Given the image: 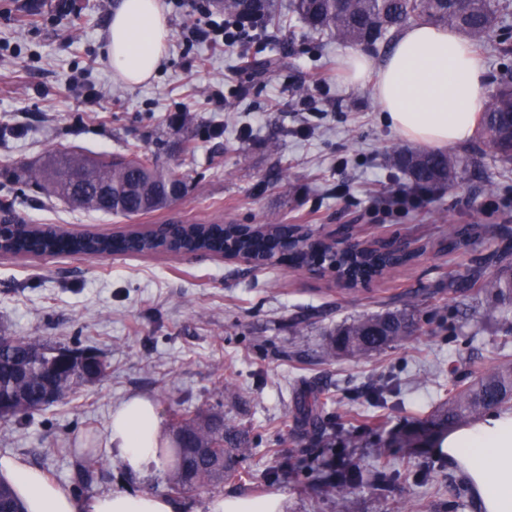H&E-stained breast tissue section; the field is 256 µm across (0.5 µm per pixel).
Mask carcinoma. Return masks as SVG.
<instances>
[{
    "instance_id": "carcinoma-1",
    "label": "carcinoma",
    "mask_w": 512,
    "mask_h": 512,
    "mask_svg": "<svg viewBox=\"0 0 512 512\" xmlns=\"http://www.w3.org/2000/svg\"><path fill=\"white\" fill-rule=\"evenodd\" d=\"M273 0H218L217 7L224 13L249 17L263 15L264 24H273ZM288 10L296 14L317 36H331L344 43L367 47L394 37L410 22L426 23L436 27L458 30L478 44L500 21L512 14V0H289ZM481 143L505 165L512 163V70L497 79V90L485 106L481 128ZM392 168L408 176L413 188L447 189L462 174V161L444 153H414L402 147L389 155ZM83 170L99 187L107 188L111 201L100 195L75 197L70 194V174ZM27 179L49 198H64L70 204L95 212L125 217L145 215L163 209L175 200L170 187L186 184L185 177L159 167L153 158L135 149L126 155L91 157L74 149H58L39 168L27 171ZM0 222L15 225L7 238L0 240V249L15 257H36L46 252H83L93 255L112 252L153 255L177 254L183 251H202L212 255L224 254L228 242L234 252L260 262L282 251V239L288 236V225L266 232H251L239 225L189 224L174 227L168 234L153 232L99 235L88 233L71 237L55 230L45 232L24 223L15 213L14 204L0 200ZM465 229L458 224L448 225V251L456 250L465 240ZM305 241L295 242L298 250H288L291 262L311 263L330 248L320 239L303 250ZM415 259L401 254L388 245L369 243L359 253L336 257L339 274L353 271L354 280L369 283L391 270L404 267ZM486 261L495 267L491 276L480 269L467 275L448 277V289L465 294L476 291L482 304L493 314L505 315L512 311V244L493 245ZM405 309H388L382 313L360 317L336 326L329 332L326 354L367 356L394 344L417 328V321L407 309L414 307L412 296L400 298ZM29 342L6 337L0 344V392L14 400L15 416L20 417L41 407L42 391L48 377L34 369L28 359ZM87 382L83 374L70 368L63 369L56 385L71 390ZM512 408V366L504 365L482 375L461 390L448 395L438 411L439 423L449 427L465 420L476 419L485 412ZM299 419L313 431H323L326 403L319 394L305 396L297 407ZM177 427L185 436L176 437L175 461L169 469L171 489L193 490L200 487L224 486V458L240 462L244 449L240 448L238 434L224 428V417L212 414L203 417L179 416ZM192 443L210 447L204 455L188 451ZM361 479L357 468L340 473L336 491L357 484ZM23 505L12 486L0 481V512H21Z\"/></svg>"
}]
</instances>
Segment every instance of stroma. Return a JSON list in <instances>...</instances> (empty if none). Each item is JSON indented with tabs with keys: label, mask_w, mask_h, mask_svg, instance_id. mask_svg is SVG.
<instances>
[{
	"label": "stroma",
	"mask_w": 512,
	"mask_h": 512,
	"mask_svg": "<svg viewBox=\"0 0 512 512\" xmlns=\"http://www.w3.org/2000/svg\"><path fill=\"white\" fill-rule=\"evenodd\" d=\"M117 0H76L54 19L42 0L19 10L0 0V199L28 224L69 233L144 230L177 218L208 224H306L325 234L353 225L366 242L403 238L423 245L412 265L351 291L278 266L259 269L217 257L105 255L97 258L0 256V336L96 351L104 376L69 391L24 420H0V454L20 456L76 496L107 491L165 495L166 473L128 474L107 446L110 412L144 394L163 420L173 410L220 412L246 432L241 463L248 478L178 495L182 512H209L215 495L277 492L288 512H477L473 495H456L451 465L428 470L442 431L421 435L451 389L512 363V336L497 316L458 310L448 273L463 274L485 243L512 219V164L481 152L477 140L451 147L467 161L454 187L389 210L385 197L410 193L387 157L407 139L382 117L370 85L344 78L350 44L309 35L291 14L249 45L250 57L279 65L262 75L238 68L233 48L209 54L184 42L190 9H168L170 36L157 76L129 87L103 52V32ZM311 94L319 111L298 112L294 96ZM74 145L93 154L138 148L185 175L187 193L147 216L104 215L47 198L12 180L51 151ZM347 195H337V184ZM497 187L496 198L485 194ZM470 224L475 238L440 252L449 225ZM415 297L420 328L370 356L324 355L336 324L386 310L390 298ZM394 388L386 403L372 391ZM320 391L336 424L311 435L296 403ZM101 458L90 481L79 469ZM357 467L359 484L344 494L336 473ZM397 472L388 488L372 483ZM273 481H263L266 471Z\"/></svg>",
	"instance_id": "obj_1"
}]
</instances>
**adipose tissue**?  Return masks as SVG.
Here are the masks:
<instances>
[{
    "label": "adipose tissue",
    "mask_w": 512,
    "mask_h": 512,
    "mask_svg": "<svg viewBox=\"0 0 512 512\" xmlns=\"http://www.w3.org/2000/svg\"><path fill=\"white\" fill-rule=\"evenodd\" d=\"M169 23L162 0H120L104 37L113 76L129 86L149 82L165 56ZM346 79L372 84L387 124L404 138L446 148L473 136L486 100L487 67L472 43L450 28L416 23L379 61L360 51L341 61ZM107 446L126 472L166 469L173 441L156 403L142 395L115 406ZM438 452L467 477L481 512H512V413L448 433ZM0 479L13 486L25 512H176L169 497L108 492L78 498L22 458L0 455Z\"/></svg>",
    "instance_id": "adipose-tissue-1"
}]
</instances>
